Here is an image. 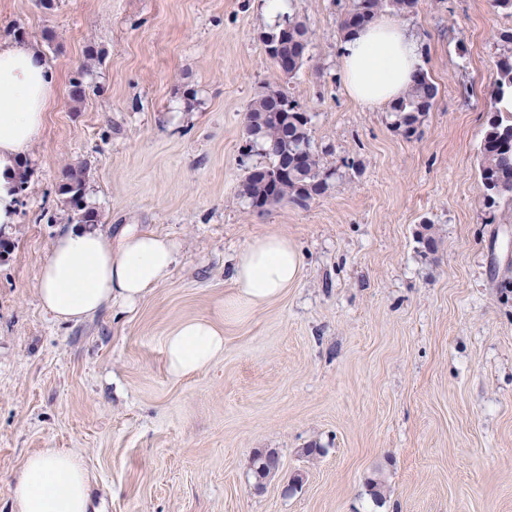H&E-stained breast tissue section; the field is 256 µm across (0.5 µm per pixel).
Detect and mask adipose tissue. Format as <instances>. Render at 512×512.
I'll return each instance as SVG.
<instances>
[{"label": "adipose tissue", "mask_w": 512, "mask_h": 512, "mask_svg": "<svg viewBox=\"0 0 512 512\" xmlns=\"http://www.w3.org/2000/svg\"><path fill=\"white\" fill-rule=\"evenodd\" d=\"M339 78L347 96L373 110L401 98L423 68L420 42L395 20L380 18L341 39ZM56 82L39 49L0 43V224L14 221L15 168L40 136ZM180 247L168 236L126 226L111 237L98 227L73 226L54 240L37 292L59 322H80L108 305L134 308L165 283ZM301 268L286 237L254 239L234 256L232 288L215 316L181 321L164 340L166 369L179 380L209 367L224 354V325L250 318L282 295ZM16 512H89L91 477L75 452L47 448L24 458L12 485Z\"/></svg>", "instance_id": "ef3b65f1"}]
</instances>
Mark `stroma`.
I'll return each mask as SVG.
<instances>
[{
  "instance_id": "stroma-1",
  "label": "stroma",
  "mask_w": 512,
  "mask_h": 512,
  "mask_svg": "<svg viewBox=\"0 0 512 512\" xmlns=\"http://www.w3.org/2000/svg\"><path fill=\"white\" fill-rule=\"evenodd\" d=\"M265 2L0 0V40L23 33L56 75L29 187L0 227V512H16L13 478L46 448L80 455L91 512H512V224L490 222L477 177L496 64L512 54L495 35L512 15L486 0L402 15L439 88L408 138L337 78L347 0H291L314 37L284 80L260 41ZM277 80L341 176L258 214L239 196L262 161L242 152L243 115ZM80 164L101 231L169 235L180 262L135 308L61 324L36 282L71 224L59 187ZM271 233L298 249L296 283L225 325L212 366L172 379L169 329L213 315L231 257ZM258 448L281 461L260 489Z\"/></svg>"
}]
</instances>
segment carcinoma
I'll return each mask as SVG.
<instances>
[{"mask_svg":"<svg viewBox=\"0 0 512 512\" xmlns=\"http://www.w3.org/2000/svg\"><path fill=\"white\" fill-rule=\"evenodd\" d=\"M417 0H349L338 32L344 37L360 30L352 18L360 15L371 23L383 15H401L415 9ZM312 30L307 22L292 14L282 16L261 35L263 50L276 72L292 77L309 59ZM438 86L421 72L408 92L390 105L392 127L412 136L430 112ZM495 110L490 112L478 147V175L484 192V205L500 224H512V56L497 64L494 94ZM259 114L257 132L243 127L245 145L257 151L265 162L248 169L239 196L252 212L282 202L304 206L325 194L336 179V168L324 162L327 151L316 146L312 116L300 110L283 88L268 85L246 108ZM86 169L66 172L61 195L78 224L99 222L95 211L85 204Z\"/></svg>","mask_w":512,"mask_h":512,"instance_id":"cac0c4a2","label":"carcinoma"}]
</instances>
